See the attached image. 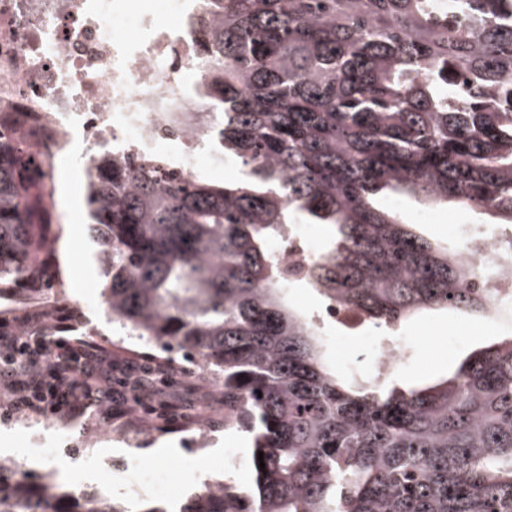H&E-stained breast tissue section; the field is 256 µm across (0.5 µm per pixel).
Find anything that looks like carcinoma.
<instances>
[{"instance_id": "cac0c4a2", "label": "carcinoma", "mask_w": 512, "mask_h": 512, "mask_svg": "<svg viewBox=\"0 0 512 512\" xmlns=\"http://www.w3.org/2000/svg\"><path fill=\"white\" fill-rule=\"evenodd\" d=\"M204 13L207 98L245 176L216 186L103 156L87 207L112 323L224 376V427L249 435L253 481L141 509L0 459V512H512V337L430 385L345 369L268 250L292 224L330 226L308 286L375 329L491 313L453 249L389 201L512 226V0H206ZM35 214L17 141L0 136V280L37 265Z\"/></svg>"}]
</instances>
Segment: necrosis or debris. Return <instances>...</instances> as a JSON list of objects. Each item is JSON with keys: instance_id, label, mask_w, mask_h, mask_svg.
<instances>
[{"instance_id": "1", "label": "necrosis or debris", "mask_w": 512, "mask_h": 512, "mask_svg": "<svg viewBox=\"0 0 512 512\" xmlns=\"http://www.w3.org/2000/svg\"><path fill=\"white\" fill-rule=\"evenodd\" d=\"M202 0H0V127L21 129L22 163L51 183L57 164L76 160L92 173L102 154L137 170L145 159L187 178L224 158L222 143L189 121L207 78ZM280 267L316 260L306 225L275 239ZM512 231L469 235L452 257L469 265V285L489 293L495 313H512ZM370 365L405 361L409 339L368 336Z\"/></svg>"}]
</instances>
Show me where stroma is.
<instances>
[{
  "instance_id": "obj_1",
  "label": "stroma",
  "mask_w": 512,
  "mask_h": 512,
  "mask_svg": "<svg viewBox=\"0 0 512 512\" xmlns=\"http://www.w3.org/2000/svg\"><path fill=\"white\" fill-rule=\"evenodd\" d=\"M86 189L85 176L79 171L57 175L52 190L38 184L29 189L31 196L49 194L54 200L50 222L31 228L58 280L47 294L53 303L73 310V335L111 348L118 368L139 367L152 352L138 341L118 339L106 310L105 277L89 224ZM420 230L452 247L461 237L482 232L483 227L467 211L437 210ZM403 330L417 343L401 373L430 384L446 376L474 348L512 336V315L492 319L429 311ZM166 374L177 378L179 385L165 393L169 414L155 419L151 429H144L143 416L132 407V390L122 387L104 415L22 413L9 421L0 420V456L20 462L23 473L52 475L65 489L106 497L139 491L142 471H165L169 491L147 494L150 507L186 500L205 484L223 481L228 475L237 483H250L249 436L240 430H225L224 395L217 380L202 373L187 377L168 361H157L155 377ZM199 418L205 421L204 429L192 428V421Z\"/></svg>"
}]
</instances>
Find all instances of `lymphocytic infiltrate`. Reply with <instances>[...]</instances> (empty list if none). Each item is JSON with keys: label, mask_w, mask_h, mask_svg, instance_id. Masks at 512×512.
<instances>
[{"label": "lymphocytic infiltrate", "mask_w": 512, "mask_h": 512, "mask_svg": "<svg viewBox=\"0 0 512 512\" xmlns=\"http://www.w3.org/2000/svg\"><path fill=\"white\" fill-rule=\"evenodd\" d=\"M72 313L36 312L18 328H0V363L7 366L10 399L0 416L17 410L81 416L102 408L114 387L126 380L112 369L109 354L96 343L71 337Z\"/></svg>", "instance_id": "f902f5d3"}]
</instances>
